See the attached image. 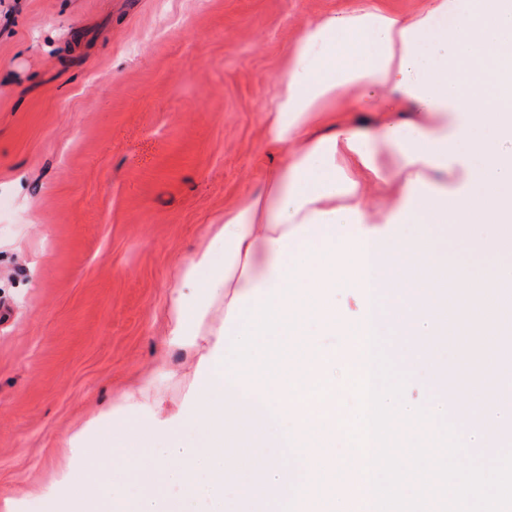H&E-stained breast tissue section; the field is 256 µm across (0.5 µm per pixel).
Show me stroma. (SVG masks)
Here are the masks:
<instances>
[{
    "instance_id": "35a3bbf8",
    "label": "stroma",
    "mask_w": 512,
    "mask_h": 512,
    "mask_svg": "<svg viewBox=\"0 0 512 512\" xmlns=\"http://www.w3.org/2000/svg\"><path fill=\"white\" fill-rule=\"evenodd\" d=\"M354 0H0V497L174 419L183 263L288 162L262 114L303 25ZM136 402H127V394Z\"/></svg>"
}]
</instances>
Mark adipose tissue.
<instances>
[{"label":"adipose tissue","instance_id":"adipose-tissue-1","mask_svg":"<svg viewBox=\"0 0 512 512\" xmlns=\"http://www.w3.org/2000/svg\"><path fill=\"white\" fill-rule=\"evenodd\" d=\"M347 92L379 112L375 130L337 120ZM263 122L288 164L210 225L171 306V341L192 345L224 303L191 401L171 422L117 425L126 447L114 478L87 484L71 512H189L201 498L212 512H269L309 500L338 420L353 416L337 370L365 358L322 351L292 373L284 349L302 321L332 336L374 326L408 349L477 345V324L512 314V0H427L408 13L359 0L309 22ZM344 283L385 296L372 322L352 327L337 309ZM285 421L317 442L296 475L263 456L288 447ZM185 428L197 446L183 445ZM119 475L135 479V497ZM243 482L251 497L227 498Z\"/></svg>","mask_w":512,"mask_h":512}]
</instances>
